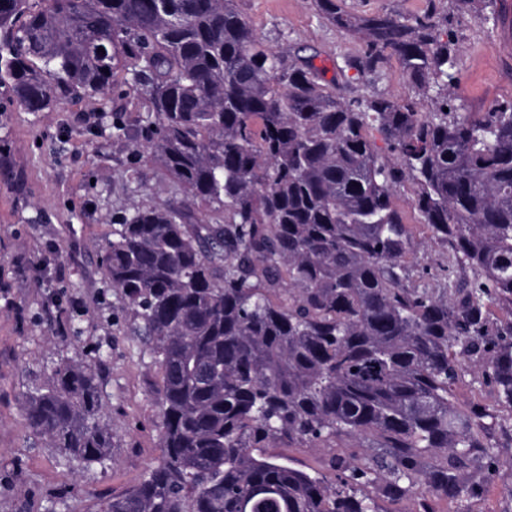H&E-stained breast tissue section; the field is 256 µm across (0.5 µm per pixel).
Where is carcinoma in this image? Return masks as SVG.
I'll return each instance as SVG.
<instances>
[{
    "instance_id": "cac0c4a2",
    "label": "carcinoma",
    "mask_w": 512,
    "mask_h": 512,
    "mask_svg": "<svg viewBox=\"0 0 512 512\" xmlns=\"http://www.w3.org/2000/svg\"><path fill=\"white\" fill-rule=\"evenodd\" d=\"M313 2L362 43L350 67L379 77L395 58L414 96L344 95L311 58L265 44L235 0H0L12 104L104 97L124 71L145 108L135 155L204 209L136 206L103 247L160 370L163 455L96 512H376L377 497L468 512L485 489L475 461L498 466L482 439L496 411L454 390L477 363L512 410V100L455 106L446 16ZM408 184L445 271L469 282L407 285ZM22 408L65 464L111 457L94 365L60 360ZM368 435L370 452L332 458L329 478L257 453Z\"/></svg>"
}]
</instances>
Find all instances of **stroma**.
I'll use <instances>...</instances> for the list:
<instances>
[{
  "mask_svg": "<svg viewBox=\"0 0 512 512\" xmlns=\"http://www.w3.org/2000/svg\"><path fill=\"white\" fill-rule=\"evenodd\" d=\"M240 14L273 47L304 48L326 78L346 93L413 94L398 61L367 83L344 61L361 44L326 24L311 0H236ZM357 14L447 16L459 49L453 90L462 111L482 114L512 100V0H346ZM135 119V95L84 98L64 108L26 112L0 95V512H93L95 504L137 484L162 457L159 373L133 334L134 316L100 266L116 218L140 204L181 202L159 165L133 157L129 141L112 138V114ZM408 283L439 287L447 248L415 225ZM79 356L96 366L112 458L106 468L65 465L26 424L21 397L49 381L56 361ZM484 435L500 463L472 512H512V413ZM368 440L343 437L316 448L276 441L267 455L328 474L337 455H362Z\"/></svg>",
  "mask_w": 512,
  "mask_h": 512,
  "instance_id": "35a3bbf8",
  "label": "stroma"
}]
</instances>
